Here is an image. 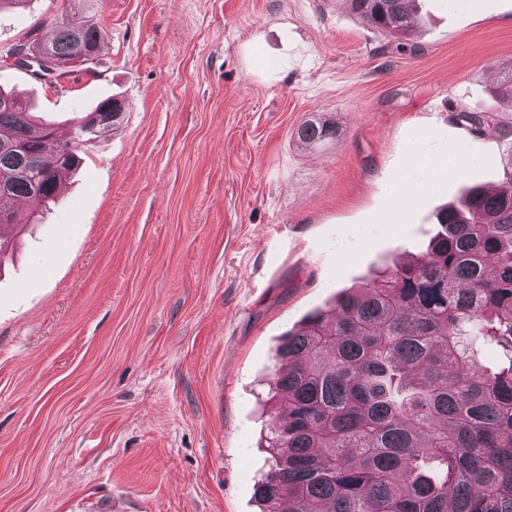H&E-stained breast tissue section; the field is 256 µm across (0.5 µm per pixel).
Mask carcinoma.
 <instances>
[{
    "label": "carcinoma",
    "instance_id": "carcinoma-1",
    "mask_svg": "<svg viewBox=\"0 0 512 512\" xmlns=\"http://www.w3.org/2000/svg\"><path fill=\"white\" fill-rule=\"evenodd\" d=\"M369 26L409 46L416 0H348ZM97 22L61 25L49 42L56 62L99 55ZM100 102L75 128L73 146L115 125L96 120ZM479 135L490 112L460 111ZM341 135L312 115L295 130L306 146ZM498 186L464 191L436 214L426 252L340 293L305 316L275 352L270 419L274 465L257 484L261 512H512V128ZM52 126L0 93V212L19 199L45 209L58 176L79 164Z\"/></svg>",
    "mask_w": 512,
    "mask_h": 512
}]
</instances>
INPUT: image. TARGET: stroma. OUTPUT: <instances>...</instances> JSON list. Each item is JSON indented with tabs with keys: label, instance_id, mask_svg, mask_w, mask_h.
<instances>
[{
	"label": "stroma",
	"instance_id": "1",
	"mask_svg": "<svg viewBox=\"0 0 512 512\" xmlns=\"http://www.w3.org/2000/svg\"><path fill=\"white\" fill-rule=\"evenodd\" d=\"M413 49L346 0H26L0 54L100 21L97 65H0L33 115L79 124L116 97L51 209L0 228V512H259L268 381L284 333L400 254L436 212L498 184L493 88L512 0H420ZM341 129L298 143L310 115ZM463 148L410 202L414 147ZM457 121L465 126L470 134L479 135L482 133L485 126H488L490 123H496L497 115L490 112H471V111H460L456 114Z\"/></svg>",
	"mask_w": 512,
	"mask_h": 512
}]
</instances>
